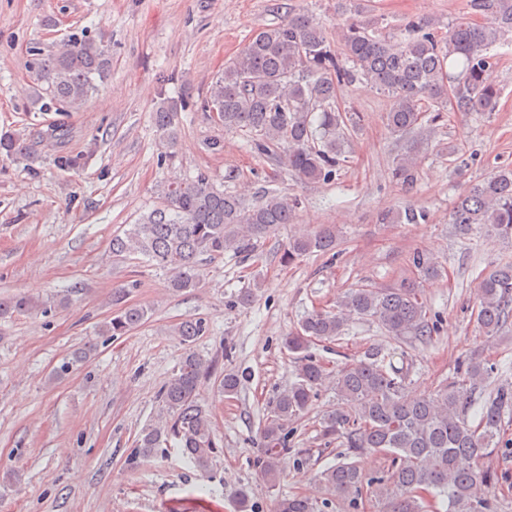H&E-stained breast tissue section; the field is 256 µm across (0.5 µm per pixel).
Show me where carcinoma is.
<instances>
[{"instance_id": "carcinoma-1", "label": "carcinoma", "mask_w": 512, "mask_h": 512, "mask_svg": "<svg viewBox=\"0 0 512 512\" xmlns=\"http://www.w3.org/2000/svg\"><path fill=\"white\" fill-rule=\"evenodd\" d=\"M485 22L456 20L440 34L435 22L418 17L404 24L402 37L386 39L377 33L379 20L365 19L363 0H336V10L348 15L342 23L337 50L321 22L295 13L256 31L240 55L224 64L203 102L216 112L224 132H244L258 153L296 176L330 182L361 117L338 105V88L364 82L392 99L386 114L389 131L411 136L407 150L393 162L390 175L406 189L416 185L420 150L430 140L423 120L433 123L451 104L458 112L491 113L501 89L492 79L496 46L512 45V0H470ZM29 67L59 111L81 109L108 76L110 62L104 47L84 35H74L45 53L34 48ZM182 100L164 98L152 115L153 128L164 157L173 158L179 137ZM433 116L425 118V113ZM31 135L22 130L0 137V156L30 157ZM161 205L112 236V253L141 255L169 275L168 288L191 291L200 283L199 258L228 252L246 258L257 241L279 224H292L299 202L267 191L247 204L234 192L213 187L200 173L193 179L173 178L161 190ZM423 210L411 207L378 216L379 223L426 221ZM459 233L481 230L512 239V168L503 167L460 194L451 210ZM337 227L324 224L315 232H300L288 244L283 261L292 264L312 253L336 248ZM416 276L389 288H350L329 309L304 317L284 345L294 356L296 381L272 401L260 426L262 472L271 483L280 474L288 438L307 416L317 390L332 383L336 407L319 418L324 447H340L336 463L318 476L317 494L284 496L276 512H323L328 496L357 508L376 504V512H494L491 493L499 477L485 465L501 443L502 420L512 414V383L489 387L494 364L470 358L440 388L427 395L405 394L411 362L407 346L426 343L439 332L422 300L420 284L441 275L440 266L424 253L412 259ZM126 291L113 292L116 308L105 323L106 332L122 336L146 316L141 307L125 304ZM39 302L28 295L0 300V317L32 311ZM478 327L493 342L512 326V263H502L484 276L477 288ZM355 319H368L402 346L395 352L369 345L336 372L308 353L315 340L335 339ZM207 332L205 321L187 319L176 334L186 353L176 372L161 388L164 419L141 430L129 458L133 466L156 448L174 442L182 457L200 470L209 467L216 444L211 415L198 399L200 378L215 364L194 350ZM401 366H396L395 356ZM241 379L224 371L221 390L231 397ZM479 405V422L469 410ZM379 454L385 465L369 475L363 458Z\"/></svg>"}]
</instances>
